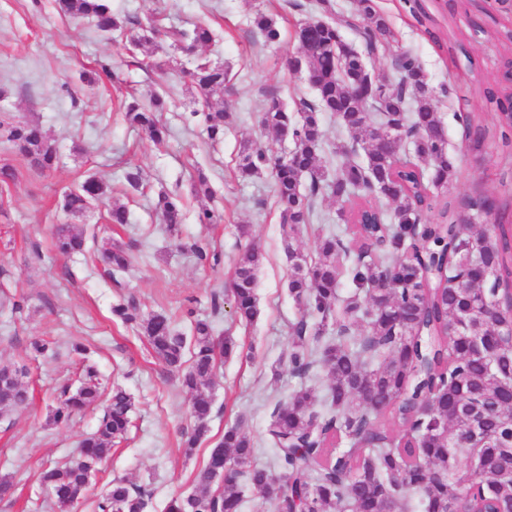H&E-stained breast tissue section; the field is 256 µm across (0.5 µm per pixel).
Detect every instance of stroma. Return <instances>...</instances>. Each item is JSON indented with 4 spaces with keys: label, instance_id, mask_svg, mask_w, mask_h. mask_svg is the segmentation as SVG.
<instances>
[{
    "label": "stroma",
    "instance_id": "1",
    "mask_svg": "<svg viewBox=\"0 0 512 512\" xmlns=\"http://www.w3.org/2000/svg\"><path fill=\"white\" fill-rule=\"evenodd\" d=\"M309 2L111 0L113 12L135 19L134 34L148 38L132 51L125 40L102 35L48 2L0 0V115L38 124L61 154L58 167L42 173L0 141V166L16 170L13 181L0 182V295L22 305L18 313L0 306V363L26 365L23 383L32 393L27 408L0 418V476L10 475L14 483L12 496L0 499V512H52L37 486L41 464L69 459L98 423L95 408L64 424L50 419L57 388L75 381L82 360L96 366L103 393L122 387L133 408L127 440L107 453L75 512H97L115 479L149 490L145 512H166L173 496L197 492L196 476L211 448L225 426L238 421L253 438L255 462L272 465L275 450L267 428L275 405L303 383L323 399L325 370L303 381L286 367L291 325L300 313L288 290V251L316 256L320 232L335 230L340 222V204L331 198L319 203L324 221L303 228L288 248L271 177L242 181L237 176L243 140L272 145L280 155L287 149L260 127L267 98L277 96L291 110L298 99L315 97L305 73L289 67L290 59L301 54L294 28L308 17ZM376 3L388 16L395 40L368 58V69L393 77L392 59L399 49L418 59L448 129V155L456 168L448 199L460 200L478 186L502 204H512V159L492 139L481 152L470 151L455 119L471 79L496 78L505 54L497 34L512 21L492 0L453 12L438 0H424L441 30L456 34L460 48L450 57L425 37L402 0ZM259 12L276 20L279 43H266L253 26ZM201 22L216 33L204 53L226 72L224 140L218 144L207 139L204 107L195 102L186 75L194 54L173 50L163 35L168 28L190 30ZM149 52L174 56L178 70L163 75L138 67ZM103 64L111 77L87 85L82 73ZM154 91L169 102L162 119L170 134L160 144L130 126L120 108L134 98L147 101ZM130 165L143 173L140 190L122 186ZM90 176L112 186L114 199L129 212L128 224L109 223L102 205L80 214L64 212L65 191ZM201 176L211 196L195 194L193 184ZM162 191L178 194L185 207L183 223L172 229L154 208ZM204 208L223 214V222L198 223ZM60 224L84 231L85 254L65 258L55 253L52 242ZM199 238L210 242L216 263H197L189 246ZM108 241L133 256L131 266L113 276L101 260L100 248ZM252 244L265 259L258 272V315L245 325L235 318L230 283L236 262ZM215 292L224 299L217 313L211 306ZM128 301L144 316L166 313L185 335L191 315L210 317L215 336L236 343L234 354L216 370L209 432L193 454L183 448L192 428V395L155 357L144 336L113 317V305ZM36 338L53 342L54 356L33 357L29 344ZM77 341L85 345V355L73 351Z\"/></svg>",
    "mask_w": 512,
    "mask_h": 512
}]
</instances>
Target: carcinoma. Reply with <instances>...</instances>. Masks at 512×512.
<instances>
[{
	"instance_id": "obj_1",
	"label": "carcinoma",
	"mask_w": 512,
	"mask_h": 512,
	"mask_svg": "<svg viewBox=\"0 0 512 512\" xmlns=\"http://www.w3.org/2000/svg\"><path fill=\"white\" fill-rule=\"evenodd\" d=\"M59 10L76 20L91 23L100 33L125 36L136 47L142 37L131 34L129 18L113 12L110 0H57ZM254 26L269 43H277L281 31L276 21L259 14ZM356 30L363 50L341 40L339 26ZM424 32L444 52L455 49L434 23ZM166 36L177 49L203 47L213 41L206 23L190 31L171 29ZM393 32L375 0H356L355 12L330 26L317 25L311 17L295 27L300 61L315 90L312 101L300 100L293 115L275 96L264 106L263 130L277 141L290 140L289 157L273 156L245 142L241 148L238 176L252 180L268 172L281 204L280 224L287 246L318 217L316 205L327 195L352 203L346 222L348 231L330 233L319 241L317 257L295 254L289 292L302 310L292 324L288 368L300 378L315 367L328 375L325 401L329 412L315 409V396L305 386L294 389L278 403L268 428L280 471L254 461V442L238 421L225 428L197 475L199 491L187 497L174 496L166 512H240L244 481L263 496L278 485L277 512H380L385 502L399 512H410L412 496H418L424 512H486L512 504V349L492 353L472 346L471 340L503 330L512 309V232L491 237L473 224L451 220L448 202L438 189L455 176L448 158V135L437 112V99L429 89L417 59L409 52L396 57L397 80L387 94L372 98L369 108L355 92L364 78L359 61L391 43ZM197 99L207 108V138L224 139V108L212 102L224 97V67L201 58L189 72ZM480 98L497 111L501 146L512 150V114L506 101L512 89L477 82ZM167 109L156 94L145 107L137 100L125 105L127 121L144 130L152 141L162 143L168 128L158 113ZM328 112L351 135L352 144L339 148L342 161L328 178L319 152L323 144L322 113ZM468 146L484 145L487 128L477 112L457 115ZM377 126L396 127L410 140L420 165L399 152L388 150L373 134ZM0 138L12 143L30 166L41 171L59 162L58 148L41 128L12 118L0 120ZM361 153L362 161L349 154ZM112 187L88 177L65 192L64 210L76 214L92 203H108L111 223H128L126 206L110 202ZM395 204L389 211L374 198ZM156 208L164 223L182 222L180 196L162 193ZM440 209L441 220L428 224L426 215ZM85 238L69 224L56 228L55 248L63 255L83 251ZM103 260L116 272L131 264L120 246L102 247ZM262 253L248 247L235 266L232 296L235 313L247 323L258 314L255 287ZM493 273L499 288L496 299L502 310H485L488 291L482 272ZM347 273L353 295L342 318L333 320L337 285ZM113 315L136 326L147 338L156 357L169 368L182 372V385L193 393L190 417L194 425L184 442L190 453L209 431L212 414L210 387L215 370L236 348L232 339L214 336L212 321L194 318L191 336L176 332L163 313L147 317L133 304L118 305ZM336 322V339L324 333ZM361 323L365 334L352 339L348 324ZM190 364L182 369L185 355ZM100 396L98 371L83 369L75 391L61 388L52 414L54 423L95 404ZM29 393L22 381L0 387V417L25 407ZM482 404L488 440L474 458V466L457 470L451 441L465 437L472 420L471 403ZM131 397L116 388L99 418L97 430L80 443L77 457L46 467L40 476L41 492L57 512H71L89 488L87 464L102 462L108 447L121 443L129 431ZM402 434L395 436L390 426ZM343 438L350 448L336 447ZM238 470L224 479V487L210 485L224 464ZM145 491L124 481L112 483L99 508L104 512H144Z\"/></svg>"
}]
</instances>
